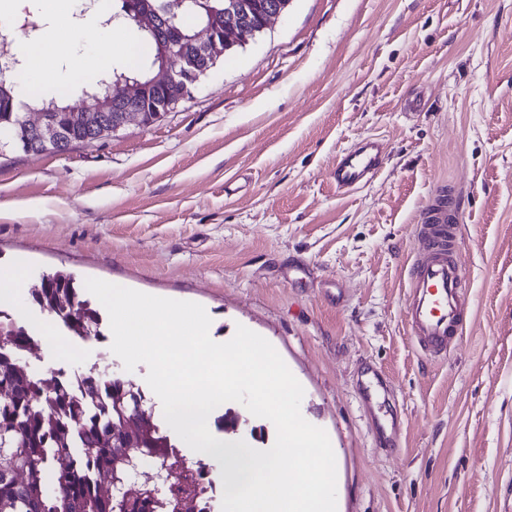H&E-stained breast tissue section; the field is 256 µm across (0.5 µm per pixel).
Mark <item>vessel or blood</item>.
I'll list each match as a JSON object with an SVG mask.
<instances>
[{
	"mask_svg": "<svg viewBox=\"0 0 512 512\" xmlns=\"http://www.w3.org/2000/svg\"><path fill=\"white\" fill-rule=\"evenodd\" d=\"M381 164V144L366 138L341 156L330 180L336 189L353 190L370 181ZM459 213L450 195L436 196L426 205L418 227L426 248L412 263L405 292L409 334L422 353L435 357L446 354L464 330L468 283L456 251L461 231Z\"/></svg>",
	"mask_w": 512,
	"mask_h": 512,
	"instance_id": "1",
	"label": "vessel or blood"
}]
</instances>
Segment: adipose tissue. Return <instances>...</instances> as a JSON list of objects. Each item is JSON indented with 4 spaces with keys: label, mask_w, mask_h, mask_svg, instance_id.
I'll return each mask as SVG.
<instances>
[{
    "label": "adipose tissue",
    "mask_w": 512,
    "mask_h": 512,
    "mask_svg": "<svg viewBox=\"0 0 512 512\" xmlns=\"http://www.w3.org/2000/svg\"><path fill=\"white\" fill-rule=\"evenodd\" d=\"M79 0H42L44 27L35 37H20L14 52L22 61L25 79L18 85L20 97L37 89L53 94L70 81L71 70L92 75L104 71L112 62V43L121 41V54L127 64H136L142 49L134 41L123 38L117 26H109L89 35L74 22ZM69 56V70L57 64L60 53Z\"/></svg>",
    "instance_id": "ef3b65f1"
}]
</instances>
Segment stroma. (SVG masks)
<instances>
[{
	"label": "stroma",
	"instance_id": "obj_1",
	"mask_svg": "<svg viewBox=\"0 0 512 512\" xmlns=\"http://www.w3.org/2000/svg\"><path fill=\"white\" fill-rule=\"evenodd\" d=\"M367 137L379 172L336 192ZM448 187L471 312L433 362L406 329V270ZM18 264L32 286L63 271L199 303L217 342L266 338L334 448L337 512H512V0H290L161 121L0 151V269ZM111 343L105 321L27 367L123 372ZM366 364L388 384L369 409ZM228 407L216 438L273 445L271 421ZM375 415L397 416L398 446Z\"/></svg>",
	"mask_w": 512,
	"mask_h": 512
}]
</instances>
